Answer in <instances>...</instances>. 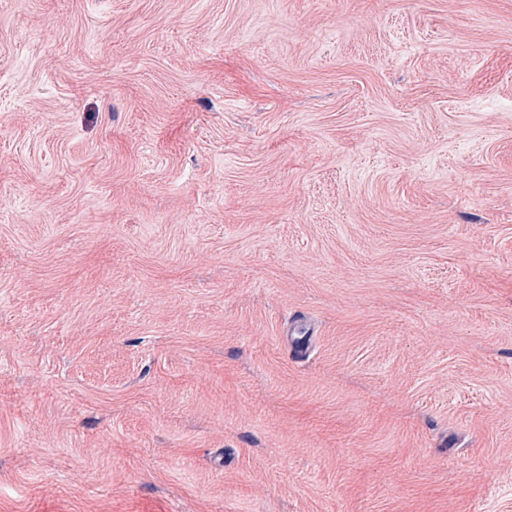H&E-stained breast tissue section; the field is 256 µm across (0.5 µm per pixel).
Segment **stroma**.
<instances>
[{
  "instance_id": "35a3bbf8",
  "label": "stroma",
  "mask_w": 512,
  "mask_h": 512,
  "mask_svg": "<svg viewBox=\"0 0 512 512\" xmlns=\"http://www.w3.org/2000/svg\"><path fill=\"white\" fill-rule=\"evenodd\" d=\"M0 512H512V0H0Z\"/></svg>"
}]
</instances>
